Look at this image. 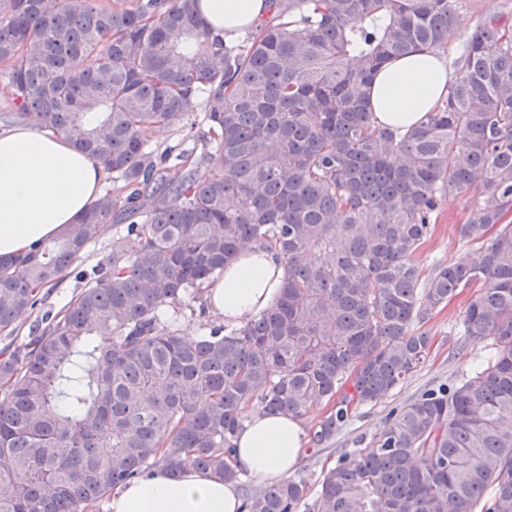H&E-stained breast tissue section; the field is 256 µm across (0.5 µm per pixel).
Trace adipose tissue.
I'll use <instances>...</instances> for the list:
<instances>
[{
	"instance_id": "obj_1",
	"label": "adipose tissue",
	"mask_w": 512,
	"mask_h": 512,
	"mask_svg": "<svg viewBox=\"0 0 512 512\" xmlns=\"http://www.w3.org/2000/svg\"><path fill=\"white\" fill-rule=\"evenodd\" d=\"M201 17L215 29L257 25L269 0H200ZM447 60L419 48L382 69L371 88L379 124L404 132L447 95ZM104 172L70 139L35 125L0 133V258L27 252L39 241L65 232L98 198ZM285 275L273 250L244 247L236 260L204 285L211 311L226 325L243 323L277 298ZM301 419L253 411L238 434L233 464L247 476L277 482L299 462ZM236 484L193 468L171 476L157 467L117 487L110 512H240Z\"/></svg>"
}]
</instances>
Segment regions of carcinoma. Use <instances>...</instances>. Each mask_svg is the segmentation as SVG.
Masks as SVG:
<instances>
[{
    "label": "carcinoma",
    "mask_w": 512,
    "mask_h": 512,
    "mask_svg": "<svg viewBox=\"0 0 512 512\" xmlns=\"http://www.w3.org/2000/svg\"><path fill=\"white\" fill-rule=\"evenodd\" d=\"M237 40L199 0H0V85L17 118L65 135L110 177L60 237L0 259V331L109 228V266L28 342L0 351V512H88L163 467L240 483L233 441L258 406L302 418L319 449L425 361L423 326L475 289L469 343L495 352L392 411L368 452L246 488L243 512H512V0L462 27L467 0H274ZM448 96L414 129L377 124L390 60L445 51ZM204 99V168L158 152ZM180 173L170 176V159ZM471 254L425 269L448 198ZM277 251L276 302L189 342L165 308L203 296L241 247Z\"/></svg>",
    "instance_id": "obj_1"
}]
</instances>
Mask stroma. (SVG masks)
<instances>
[{
  "mask_svg": "<svg viewBox=\"0 0 512 512\" xmlns=\"http://www.w3.org/2000/svg\"><path fill=\"white\" fill-rule=\"evenodd\" d=\"M153 145L158 150H188L193 160H201L211 144L207 128L197 124L183 129H166L158 132ZM471 214L464 197L444 202L440 209L435 230L421 247L420 256L424 267L438 262H448L467 255L468 245L461 241L457 228ZM112 256V236L102 235L89 245L57 285L43 289L37 307L18 321L11 332L0 333V349L6 345H19L27 341L36 324L46 313H58L86 286L82 271H88L108 263ZM471 291H464L437 309L425 329L432 338V348L425 362L403 385L397 387L377 405L360 407L354 417L325 444L318 453H303L296 470L310 485H317L323 468L334 465L339 455L370 447L373 434L392 409L404 406L425 388L440 383H457L469 376L479 362L490 354V342L467 343L460 334V323L471 299Z\"/></svg>",
  "mask_w": 512,
  "mask_h": 512,
  "instance_id": "stroma-1",
  "label": "stroma"
}]
</instances>
